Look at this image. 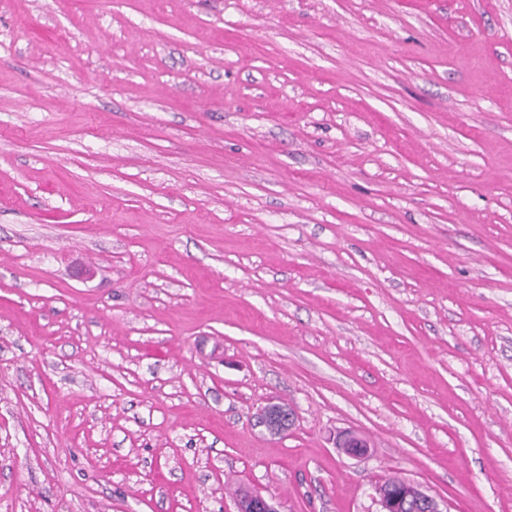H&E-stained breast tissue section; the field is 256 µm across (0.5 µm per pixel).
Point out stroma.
<instances>
[{
    "instance_id": "stroma-1",
    "label": "stroma",
    "mask_w": 512,
    "mask_h": 512,
    "mask_svg": "<svg viewBox=\"0 0 512 512\" xmlns=\"http://www.w3.org/2000/svg\"><path fill=\"white\" fill-rule=\"evenodd\" d=\"M392 477L512 512V0H0V512ZM259 423L264 427L278 428L279 433L288 432L293 424V413L291 409L285 408L277 403H269L259 412ZM337 448H344L347 455L355 458L364 456L369 445L367 441L359 434L344 430L336 437Z\"/></svg>"
}]
</instances>
